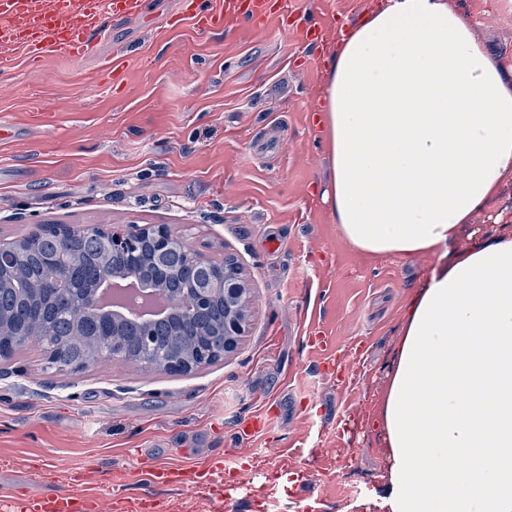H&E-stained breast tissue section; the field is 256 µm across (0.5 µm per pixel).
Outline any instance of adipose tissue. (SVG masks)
I'll return each mask as SVG.
<instances>
[{"label": "adipose tissue", "mask_w": 512, "mask_h": 512, "mask_svg": "<svg viewBox=\"0 0 512 512\" xmlns=\"http://www.w3.org/2000/svg\"><path fill=\"white\" fill-rule=\"evenodd\" d=\"M323 192L369 254L447 253L512 176V77L448 0H385L328 58ZM378 421L387 512H512V235L409 303Z\"/></svg>", "instance_id": "adipose-tissue-1"}]
</instances>
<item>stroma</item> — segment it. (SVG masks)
<instances>
[{
    "mask_svg": "<svg viewBox=\"0 0 512 512\" xmlns=\"http://www.w3.org/2000/svg\"><path fill=\"white\" fill-rule=\"evenodd\" d=\"M182 0L108 20L82 56L24 61L0 48V241L43 224L165 225L249 289L237 350L188 374L101 359L77 371L28 342L0 359V483L43 490L99 471V512H214L205 488L156 489L148 470L223 452L241 472L236 512H384V433L374 427L406 306L438 258L353 250L322 198L326 145L311 121L327 53L382 0H293L321 28H168ZM512 65V0H449ZM124 70L102 71L112 54ZM512 232V181L463 228L462 252ZM281 241L268 252V239ZM266 409L267 432L243 434Z\"/></svg>",
    "mask_w": 512,
    "mask_h": 512,
    "instance_id": "obj_1",
    "label": "stroma"
}]
</instances>
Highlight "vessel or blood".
Here are the masks:
<instances>
[{
  "label": "vessel or blood",
  "mask_w": 512,
  "mask_h": 512,
  "mask_svg": "<svg viewBox=\"0 0 512 512\" xmlns=\"http://www.w3.org/2000/svg\"><path fill=\"white\" fill-rule=\"evenodd\" d=\"M146 10L145 0H0V42L13 45L26 59H42L58 50L79 55L92 34L102 31L112 16L134 19ZM288 0H209L206 8L191 7L183 19L204 30L220 28L232 20L262 15L287 28ZM223 456L201 466L161 465L150 471L154 487L210 486L215 475L225 474ZM82 497L70 493L32 494L20 512H83Z\"/></svg>",
  "instance_id": "obj_1"
}]
</instances>
